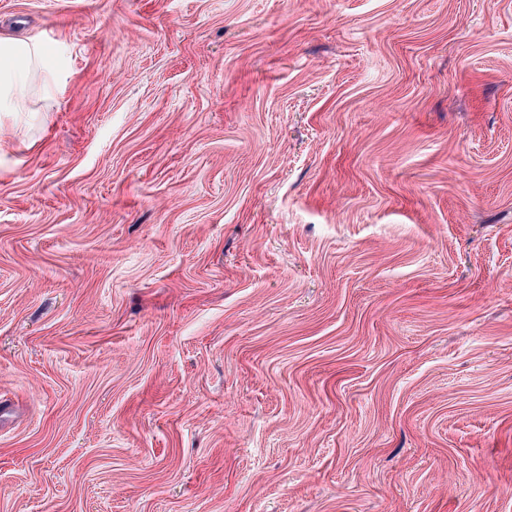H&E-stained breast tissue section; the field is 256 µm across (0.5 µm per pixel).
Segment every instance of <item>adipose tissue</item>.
I'll use <instances>...</instances> for the list:
<instances>
[{"label": "adipose tissue", "instance_id": "adipose-tissue-1", "mask_svg": "<svg viewBox=\"0 0 512 512\" xmlns=\"http://www.w3.org/2000/svg\"><path fill=\"white\" fill-rule=\"evenodd\" d=\"M55 57L52 50L39 42L0 39V112H23L27 109L23 89L34 76L52 78Z\"/></svg>", "mask_w": 512, "mask_h": 512}]
</instances>
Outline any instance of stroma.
<instances>
[{
	"label": "stroma",
	"instance_id": "35a3bbf8",
	"mask_svg": "<svg viewBox=\"0 0 512 512\" xmlns=\"http://www.w3.org/2000/svg\"><path fill=\"white\" fill-rule=\"evenodd\" d=\"M0 38V512H512V0ZM54 71V54L43 43L0 39V112H27L24 87L36 75L49 81Z\"/></svg>",
	"mask_w": 512,
	"mask_h": 512
}]
</instances>
